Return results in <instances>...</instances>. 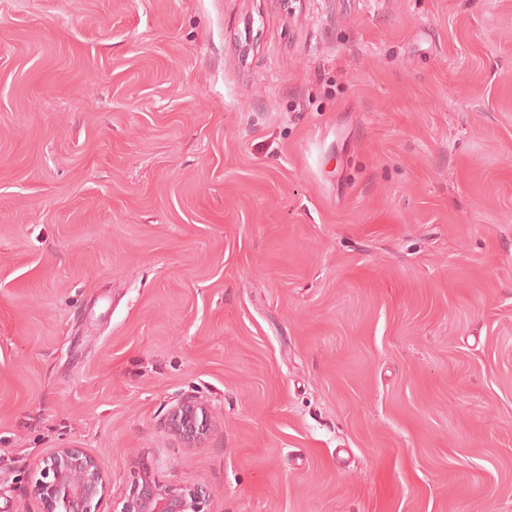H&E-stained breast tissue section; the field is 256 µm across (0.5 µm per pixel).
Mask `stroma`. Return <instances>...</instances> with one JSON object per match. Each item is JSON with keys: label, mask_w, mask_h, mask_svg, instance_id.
Returning <instances> with one entry per match:
<instances>
[{"label": "stroma", "mask_w": 512, "mask_h": 512, "mask_svg": "<svg viewBox=\"0 0 512 512\" xmlns=\"http://www.w3.org/2000/svg\"><path fill=\"white\" fill-rule=\"evenodd\" d=\"M65 447L512 512V0H0V512ZM168 421L171 431L189 444L205 440L212 426L207 405L189 398L170 410Z\"/></svg>", "instance_id": "35a3bbf8"}]
</instances>
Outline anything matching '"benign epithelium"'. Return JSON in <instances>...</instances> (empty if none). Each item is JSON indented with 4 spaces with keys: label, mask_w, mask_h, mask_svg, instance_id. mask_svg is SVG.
<instances>
[{
    "label": "benign epithelium",
    "mask_w": 512,
    "mask_h": 512,
    "mask_svg": "<svg viewBox=\"0 0 512 512\" xmlns=\"http://www.w3.org/2000/svg\"><path fill=\"white\" fill-rule=\"evenodd\" d=\"M206 404L183 399L169 413L172 432L189 444L205 440L211 430ZM105 488L97 461L82 448H57L42 461L33 492L44 512H93ZM210 495L199 486L165 485L145 477L113 512H210Z\"/></svg>",
    "instance_id": "7a95c632"
}]
</instances>
